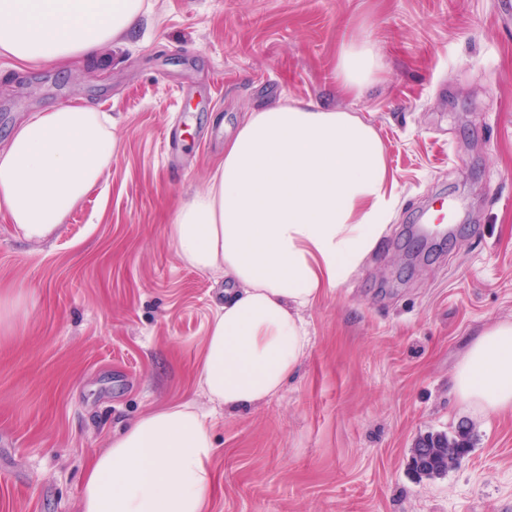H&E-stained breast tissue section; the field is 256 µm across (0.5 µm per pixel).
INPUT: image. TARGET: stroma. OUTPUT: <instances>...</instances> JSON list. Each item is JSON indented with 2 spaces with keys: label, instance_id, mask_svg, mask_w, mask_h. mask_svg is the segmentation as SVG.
<instances>
[{
  "label": "stroma",
  "instance_id": "obj_1",
  "mask_svg": "<svg viewBox=\"0 0 512 512\" xmlns=\"http://www.w3.org/2000/svg\"><path fill=\"white\" fill-rule=\"evenodd\" d=\"M110 65L0 54V142L34 112L116 120L103 177L48 241L0 215V512H81L90 457L142 414H212V512H512V414L473 415L452 372L512 321V16L498 0H148ZM366 38L360 97L336 77ZM303 99L371 124L398 204L369 256L309 307L310 345L280 393L212 409L196 377L223 277L165 235L248 112ZM453 233L413 230L438 196ZM470 429L444 476L411 468L424 435ZM379 62V51L370 40L359 38L343 44L337 70L344 90L349 94H359L374 80Z\"/></svg>",
  "mask_w": 512,
  "mask_h": 512
}]
</instances>
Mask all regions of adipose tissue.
Listing matches in <instances>:
<instances>
[{
	"label": "adipose tissue",
	"instance_id": "1",
	"mask_svg": "<svg viewBox=\"0 0 512 512\" xmlns=\"http://www.w3.org/2000/svg\"><path fill=\"white\" fill-rule=\"evenodd\" d=\"M146 11L144 0H0V52L60 67L98 63ZM379 62L370 40L343 44L344 90L359 94ZM114 126L71 105L32 113L0 145V214L25 240L48 239L100 184L117 151ZM396 205L383 142L361 118L301 100L250 114L205 189L167 227L184 263L230 283L197 369L211 404L237 409L281 391L309 347L303 311L349 280ZM452 387L473 413L512 412V321L476 335ZM210 426L188 402L139 418L89 462L82 512H210Z\"/></svg>",
	"mask_w": 512,
	"mask_h": 512
}]
</instances>
